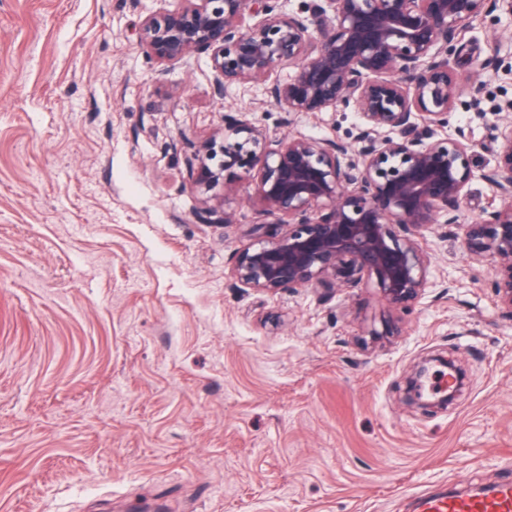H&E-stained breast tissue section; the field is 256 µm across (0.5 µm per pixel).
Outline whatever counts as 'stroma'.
<instances>
[{
  "mask_svg": "<svg viewBox=\"0 0 512 512\" xmlns=\"http://www.w3.org/2000/svg\"><path fill=\"white\" fill-rule=\"evenodd\" d=\"M180 3L0 0V512H418L512 480V317L457 226L424 230L406 309L368 283L237 286L255 207L243 190L233 223H202L187 142L228 111L346 142L359 118L216 94L204 54L161 71L138 30ZM467 38L447 128L476 146L464 223L493 199L512 75L484 64L512 55V17ZM434 356L466 385L425 411L407 382Z\"/></svg>",
  "mask_w": 512,
  "mask_h": 512,
  "instance_id": "1",
  "label": "stroma"
}]
</instances>
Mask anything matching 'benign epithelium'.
I'll return each mask as SVG.
<instances>
[{
  "label": "benign epithelium",
  "instance_id": "7a95c632",
  "mask_svg": "<svg viewBox=\"0 0 512 512\" xmlns=\"http://www.w3.org/2000/svg\"><path fill=\"white\" fill-rule=\"evenodd\" d=\"M500 13L512 15V0H313L309 18L279 0H182L142 20L140 45L163 74L204 53L220 95L257 83L290 117L350 111L361 119L354 141L344 142L271 138L247 113L227 112L224 136L187 144L203 221L234 223L226 201L253 190L258 221L233 258L241 287L273 293L371 281L392 306L419 298L429 266L419 235L458 223L475 179V144L435 133L456 110L453 65L465 35ZM284 66L288 78L272 79ZM501 110L489 144L494 165L481 174L498 204L464 225L461 249L494 261L498 301L512 316V100ZM427 372L408 383L415 399L454 401L453 387L423 400Z\"/></svg>",
  "mask_w": 512,
  "mask_h": 512
}]
</instances>
